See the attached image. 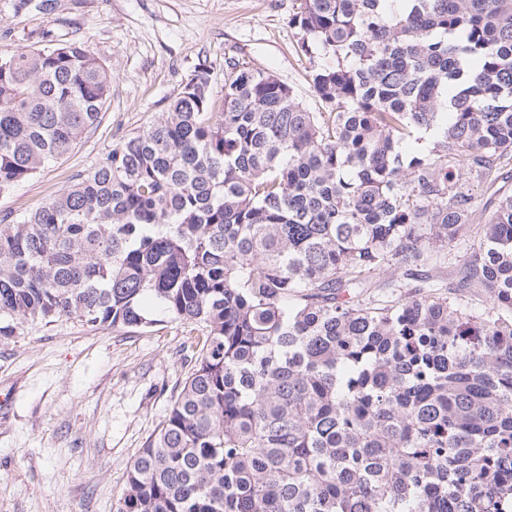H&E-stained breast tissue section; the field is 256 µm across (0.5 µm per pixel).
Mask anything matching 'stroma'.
Instances as JSON below:
<instances>
[{"mask_svg": "<svg viewBox=\"0 0 512 512\" xmlns=\"http://www.w3.org/2000/svg\"><path fill=\"white\" fill-rule=\"evenodd\" d=\"M300 0H0V53L80 41L112 71L98 126L67 155L0 194V219L40 208L118 141L158 120L198 65L221 110L229 64L269 69L310 111L321 104L289 19ZM472 227L429 267L457 279ZM180 323L134 332L62 317L0 339V512H116L127 470L164 421L191 366Z\"/></svg>", "mask_w": 512, "mask_h": 512, "instance_id": "35a3bbf8", "label": "stroma"}]
</instances>
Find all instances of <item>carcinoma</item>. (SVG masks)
I'll return each mask as SVG.
<instances>
[{"instance_id":"carcinoma-1","label":"carcinoma","mask_w":512,"mask_h":512,"mask_svg":"<svg viewBox=\"0 0 512 512\" xmlns=\"http://www.w3.org/2000/svg\"><path fill=\"white\" fill-rule=\"evenodd\" d=\"M290 23L322 111L233 65L214 112L199 66L0 219V338L62 316L189 327L194 365L117 512H512V195L459 298L409 283L467 233L474 183L508 178L512 0H300ZM111 87L83 43L0 54V193L96 127Z\"/></svg>"}]
</instances>
